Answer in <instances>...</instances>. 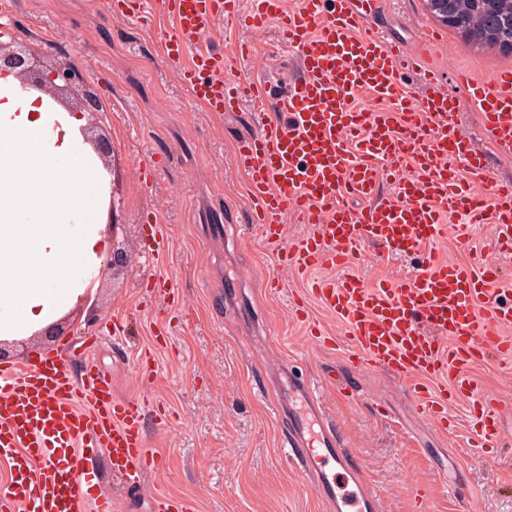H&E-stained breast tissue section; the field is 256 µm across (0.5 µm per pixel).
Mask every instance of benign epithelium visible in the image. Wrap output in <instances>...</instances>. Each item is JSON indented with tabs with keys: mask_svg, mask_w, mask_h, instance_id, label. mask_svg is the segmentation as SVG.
Returning <instances> with one entry per match:
<instances>
[{
	"mask_svg": "<svg viewBox=\"0 0 512 512\" xmlns=\"http://www.w3.org/2000/svg\"><path fill=\"white\" fill-rule=\"evenodd\" d=\"M428 14L437 22L467 34L460 11H472L497 18L503 28L512 29V4L507 0H424ZM12 72L24 91H37L70 112H79L86 118L83 128L85 142L107 161L110 154L109 137L100 121L101 104L97 95L85 84L77 66L65 62L47 65L33 50L15 41H0V72Z\"/></svg>",
	"mask_w": 512,
	"mask_h": 512,
	"instance_id": "7a95c632",
	"label": "benign epithelium"
}]
</instances>
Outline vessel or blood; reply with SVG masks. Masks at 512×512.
<instances>
[{
    "label": "vessel or blood",
    "instance_id": "vessel-or-blood-1",
    "mask_svg": "<svg viewBox=\"0 0 512 512\" xmlns=\"http://www.w3.org/2000/svg\"><path fill=\"white\" fill-rule=\"evenodd\" d=\"M241 5L113 0L112 9L141 24L156 14L171 17L165 57L180 63L197 101L225 113L246 100L264 106L267 88L224 78L250 46L212 51L201 48L203 36L230 17L253 29L276 22L279 40L297 51L298 73L276 103L281 119L237 143L251 224L277 246L279 265L342 270L340 279L314 281L311 294L345 328L357 364L410 381L418 414L443 433L449 406L471 401L477 436L470 446H491L499 421L467 371L490 357L512 360V305L490 294L500 267L435 261L373 285L345 267L368 243L393 255L416 254L461 215L494 224L497 250L511 254L512 185L491 181L485 157L459 128L458 97L440 88L435 71L424 75L425 95L407 94L401 77L419 57L369 26L380 0H333L329 9L323 0H252L247 12ZM455 80L466 87L493 146L512 151V69L499 73L492 90L464 72ZM359 93L370 96L374 110L354 106ZM407 158L414 165L401 170ZM388 179L396 191L384 196L380 185ZM348 196L363 199V207L345 204ZM288 213L308 227L289 243L280 222ZM72 358L69 351L48 353L0 367V460L11 472L0 488V512H113L111 498L94 490V457L107 456L113 472L134 485L163 463L147 446L145 398L117 394L111 376L90 362L73 376ZM279 371L288 397L274 415L287 420L290 454L327 512H382L317 382L284 365Z\"/></svg>",
    "mask_w": 512,
    "mask_h": 512
}]
</instances>
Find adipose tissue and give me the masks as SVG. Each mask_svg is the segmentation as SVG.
<instances>
[{
	"instance_id": "ef3b65f1",
	"label": "adipose tissue",
	"mask_w": 512,
	"mask_h": 512,
	"mask_svg": "<svg viewBox=\"0 0 512 512\" xmlns=\"http://www.w3.org/2000/svg\"><path fill=\"white\" fill-rule=\"evenodd\" d=\"M85 119L0 75V340L34 335L91 286L108 251L105 172Z\"/></svg>"
}]
</instances>
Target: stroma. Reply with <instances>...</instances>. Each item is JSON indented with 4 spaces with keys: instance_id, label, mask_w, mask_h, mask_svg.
<instances>
[{
    "instance_id": "stroma-1",
    "label": "stroma",
    "mask_w": 512,
    "mask_h": 512,
    "mask_svg": "<svg viewBox=\"0 0 512 512\" xmlns=\"http://www.w3.org/2000/svg\"><path fill=\"white\" fill-rule=\"evenodd\" d=\"M381 10L380 24L412 52L417 29L437 26L423 0H383ZM172 28L166 17L144 26L114 15L112 0H0V31L34 47L45 63L82 68L103 104L101 121L112 141L116 240L131 260L128 270L104 274L91 297L66 314L60 336L0 346L16 364L97 332L102 342L91 358L113 376L117 393L144 384L160 410L146 423L148 446L164 465L132 490L104 459L94 460L97 492L112 498L115 512H153L161 494L189 503L193 512H324L283 445L285 422L270 410L282 390L275 370L284 362L298 376L320 380L334 370L352 381V391L325 387L321 393L384 512H512V362L491 358L469 370L499 402L501 421L497 453L471 457L465 453L473 431L466 405L449 409L456 428L442 435L416 413L401 381L310 344L305 322L340 338L345 330L310 297L306 320L295 317L292 297L325 269L301 274L279 266L275 246L248 225V188L235 149L261 127L257 109L246 102L226 116L195 102L162 51L160 34ZM441 29V42L421 52V73L403 77L412 96L425 93L426 69L443 77L463 70L491 87L501 68L512 67V53L473 46L457 30ZM246 40L257 50L238 59L228 79L263 76L283 85L296 52L278 42L275 25L253 32L223 20L202 44L223 51ZM455 94L458 123L472 148L487 155L497 181L512 183V156L495 150L467 91ZM146 158L161 162L150 189L137 171ZM217 220L225 229L220 239L210 235ZM154 222L169 229L166 249L155 256L145 233ZM435 250L464 265L492 259L493 228L475 224L467 235L448 233ZM415 264L370 244L350 270L373 283L403 276ZM270 278L281 284L271 296L264 292ZM158 282L173 289L174 300L153 295ZM231 282L244 292L243 302L225 301ZM116 318L127 326L119 343L112 339ZM378 401L388 417L375 412Z\"/></svg>"
}]
</instances>
